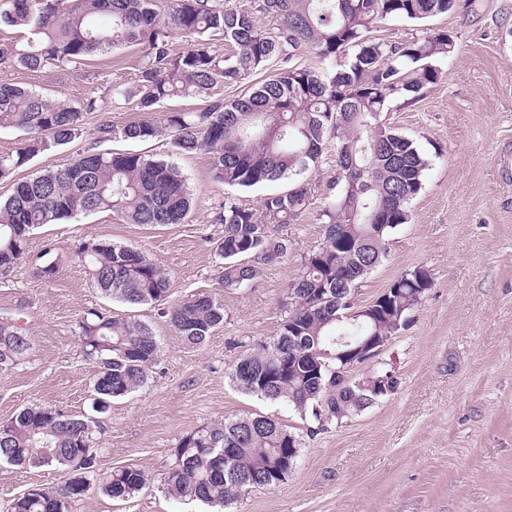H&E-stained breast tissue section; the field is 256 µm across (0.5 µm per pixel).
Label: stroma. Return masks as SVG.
Wrapping results in <instances>:
<instances>
[{"label": "stroma", "instance_id": "obj_1", "mask_svg": "<svg viewBox=\"0 0 512 512\" xmlns=\"http://www.w3.org/2000/svg\"><path fill=\"white\" fill-rule=\"evenodd\" d=\"M441 32L454 38L456 52L438 60L440 80L413 100L390 102L383 114L386 125L416 141L429 166L408 205L407 223L359 283L354 306L368 305L417 267L427 270L431 286L379 356L397 379L396 391L358 416L310 435L286 405L243 394L228 378L250 345L276 334L301 260L323 240L335 138L325 140L307 175L306 207L279 229L286 257L262 266L239 288L218 284L224 198L255 209L291 183L230 188L214 180L207 154L173 155L166 135L104 147L173 160L194 197L185 223L127 224L102 212L35 230L29 260L0 277V318L23 325L33 343L27 358L0 373V421L33 404L75 416L90 413L94 364L78 340V323L89 312L135 315L160 343L149 382L114 400L94 434L101 470L143 469L147 486L125 501L91 489L70 512H209L198 502L168 499L158 478L173 462L182 435L255 412L292 426L301 448L284 484L253 490L233 512H512V0H456L454 8L425 22L391 18L372 25L367 36L394 46ZM141 63L140 50L130 47L65 71L0 68V79L51 98L79 107L93 97L100 105L86 114L85 134L0 180V199L10 196L15 182L70 165L92 146L91 131L102 117L119 127L138 121L135 100L117 104L113 98L116 89L135 85ZM287 65L324 67L311 51L293 50L247 80L216 84L203 97L168 100L162 109L195 112L232 101ZM102 238L141 248L159 262L171 276L167 299L130 309L98 294L75 250L81 241ZM46 249L61 263L51 281L32 273L33 258ZM201 292L219 293L224 323L201 348L191 349L174 335L166 312ZM64 478L59 469L0 464V512L28 489Z\"/></svg>", "mask_w": 512, "mask_h": 512}]
</instances>
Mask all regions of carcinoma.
<instances>
[{
  "instance_id": "cac0c4a2",
  "label": "carcinoma",
  "mask_w": 512,
  "mask_h": 512,
  "mask_svg": "<svg viewBox=\"0 0 512 512\" xmlns=\"http://www.w3.org/2000/svg\"><path fill=\"white\" fill-rule=\"evenodd\" d=\"M6 2L10 6L0 8V26L21 35L0 43V65L67 69L116 49H142L136 84L116 89V96L137 99L145 117L121 128L104 119L96 138L145 142L166 133L177 151L208 154L213 178L229 187L292 180L288 192L268 195L258 210L224 197L218 249L226 288L248 284L260 266L286 255L276 228L304 209L305 173L318 163L324 139L336 138L338 173L323 212V241L302 258L301 275L288 288V316L276 336L242 354L229 379L246 394L288 405L311 423V434L393 392L395 379L385 389L373 383L386 374L382 368L344 377L349 361L337 353L405 327L413 294L431 286L428 272L421 267L393 281L391 287L401 293L376 314L353 317L349 330L339 329V315L352 308V288L380 264L392 233L407 223L408 205L422 189L428 167L416 142L387 126L382 114L389 101L416 97L436 83L435 62L453 55L456 43L442 32L389 46L366 38V32L387 18L424 22L448 12L455 0H259L254 13L210 0ZM259 13L274 27L264 26ZM176 36L188 41L178 53L171 49ZM220 40L236 52L219 54L215 42ZM300 48L329 63L351 48L355 52L337 70L290 68L231 102L153 117L169 99L205 96L219 82L239 83L273 58ZM97 111L94 99L74 107L0 81V129L26 134L15 153L0 155V180L80 136L85 115ZM192 203L187 178L174 163L137 151L88 150L63 169L41 170L16 182L0 201V275L28 258L30 237L42 225L107 211L127 224H182ZM78 255L93 285L112 302L148 305L168 294L170 275L139 248L92 239L79 245ZM33 270L39 278L53 279L59 260L46 251ZM166 315L183 344L197 348L224 324V304L201 293ZM78 329L82 350L96 365L92 414L76 418L40 404L0 422V463L63 468L72 476L57 487L30 489L13 500L10 512H69L71 502L93 484L109 497L127 500L149 481L136 467L100 470L93 435L98 415L113 400L148 383L160 351L157 336L130 316L97 312L82 318ZM31 349L24 328L0 318V369L19 364ZM299 451L298 437L275 417L226 418L178 440L161 491L178 502L227 506L257 488L284 483Z\"/></svg>"
}]
</instances>
